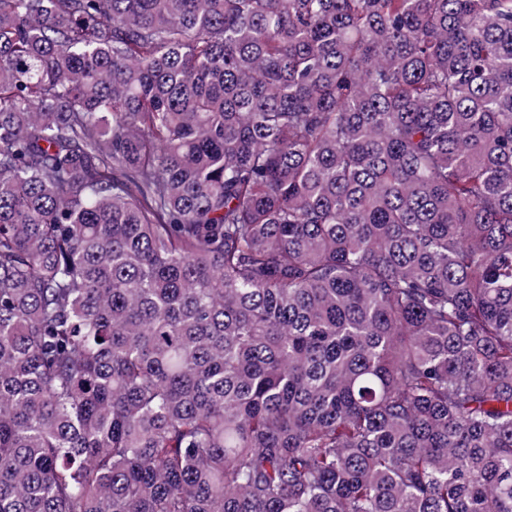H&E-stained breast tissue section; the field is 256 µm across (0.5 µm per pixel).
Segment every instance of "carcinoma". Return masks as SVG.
<instances>
[{"mask_svg":"<svg viewBox=\"0 0 512 512\" xmlns=\"http://www.w3.org/2000/svg\"><path fill=\"white\" fill-rule=\"evenodd\" d=\"M0 512H512V0H0Z\"/></svg>","mask_w":512,"mask_h":512,"instance_id":"obj_1","label":"carcinoma"}]
</instances>
